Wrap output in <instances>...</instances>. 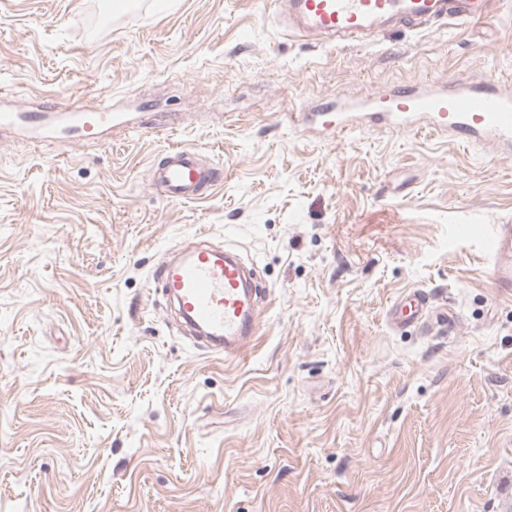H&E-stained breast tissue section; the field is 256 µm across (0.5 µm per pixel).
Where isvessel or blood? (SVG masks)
Instances as JSON below:
<instances>
[{"mask_svg":"<svg viewBox=\"0 0 512 512\" xmlns=\"http://www.w3.org/2000/svg\"><path fill=\"white\" fill-rule=\"evenodd\" d=\"M507 0H279V16L286 29L299 37L332 44L369 41L401 27L421 29L431 23L466 24L487 20ZM297 124L318 125L320 132L338 134L370 123L408 130L427 123L434 130L467 141L497 146L512 154V89L489 82L429 84L374 93L362 100L344 98L317 112H301ZM120 118L107 110L55 112L33 127L38 139L51 138L57 128L86 134H105L121 127ZM154 185L175 202L201 199L220 179L218 168L208 166L186 147L167 149L150 167ZM479 243L491 262L496 281L512 287V224L492 225ZM164 295L176 298L185 323L201 327L204 346L227 358L238 356L257 335L261 317L256 290L240 257L199 243L176 263H161L155 272ZM429 297L411 290L398 297L387 311L397 326L436 319L450 325L447 310L429 314Z\"/></svg>","mask_w":512,"mask_h":512,"instance_id":"obj_1","label":"vessel or blood"}]
</instances>
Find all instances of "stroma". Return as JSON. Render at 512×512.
Listing matches in <instances>:
<instances>
[{"instance_id": "obj_1", "label": "stroma", "mask_w": 512, "mask_h": 512, "mask_svg": "<svg viewBox=\"0 0 512 512\" xmlns=\"http://www.w3.org/2000/svg\"><path fill=\"white\" fill-rule=\"evenodd\" d=\"M0 0V107L144 126L0 135V512H512V157L422 126L326 137L296 112L431 82L512 84V8L373 43L284 35L274 0ZM170 145L223 179L167 200ZM237 249L242 353L156 291L166 254ZM412 289L453 328L387 321ZM477 240L491 262L496 281L504 288L512 287V224H494Z\"/></svg>"}]
</instances>
